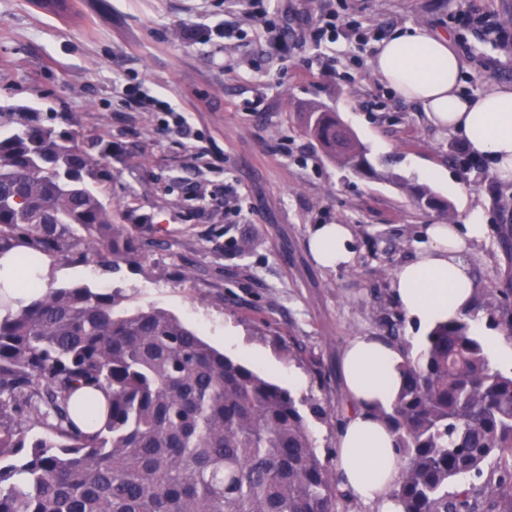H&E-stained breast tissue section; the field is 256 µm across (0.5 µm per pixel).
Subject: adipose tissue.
Returning a JSON list of instances; mask_svg holds the SVG:
<instances>
[{
  "label": "adipose tissue",
  "instance_id": "obj_1",
  "mask_svg": "<svg viewBox=\"0 0 512 512\" xmlns=\"http://www.w3.org/2000/svg\"><path fill=\"white\" fill-rule=\"evenodd\" d=\"M372 66L401 99L420 106L435 125L462 136L472 154L493 160L495 176L512 181V87L466 95L461 88L465 64L447 33L420 28L395 33L379 45ZM487 231L474 214L460 225L426 228L425 243L392 281L409 323L429 328L472 308L475 277L464 252ZM309 248L317 264L327 268L354 257L352 233L344 224L316 225ZM405 360L403 346L374 337L351 339L342 354L350 407L337 441L338 463L346 486L368 501L387 502L399 478L395 438L377 410L396 399Z\"/></svg>",
  "mask_w": 512,
  "mask_h": 512
}]
</instances>
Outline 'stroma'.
Wrapping results in <instances>:
<instances>
[{
	"mask_svg": "<svg viewBox=\"0 0 512 512\" xmlns=\"http://www.w3.org/2000/svg\"><path fill=\"white\" fill-rule=\"evenodd\" d=\"M506 39L466 24L468 0H272L288 48L271 49L244 0H75L61 15L34 0H0V105L66 116L71 130L106 131L110 179L98 189L121 224L160 225L140 265L54 259L48 282L109 288L122 306H157L296 399L330 404L309 417L320 456L336 458L348 407L339 364L356 336L407 334L392 291L430 224L478 213L486 238L466 258L476 291L512 297V182L490 163L449 162L459 136L399 99L371 67L380 43L420 26L456 39L478 96L512 86V0H477ZM340 12L358 44L333 55L304 35ZM235 31L224 39L222 27ZM139 85L167 112L120 105ZM318 106L337 113L367 149L374 176L328 159L300 127ZM183 119L192 130L175 127ZM428 186L450 215L414 207L403 183ZM318 224L349 225L351 265L322 267L309 249ZM249 236L247 255L230 237ZM301 383L292 387L289 375Z\"/></svg>",
	"mask_w": 512,
	"mask_h": 512,
	"instance_id": "1",
	"label": "stroma"
}]
</instances>
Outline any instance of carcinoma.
<instances>
[{"mask_svg": "<svg viewBox=\"0 0 512 512\" xmlns=\"http://www.w3.org/2000/svg\"><path fill=\"white\" fill-rule=\"evenodd\" d=\"M303 128L333 162L374 173L336 113L311 108ZM110 156L104 132L0 106V256L15 252L34 283L57 256L140 264L156 225L127 231L90 187ZM402 188L449 215L429 187ZM382 415L401 457L399 512H512V492L457 483L489 463L512 483V375L467 318L429 331ZM346 496L292 394L173 314L85 284L0 305V512H337Z\"/></svg>", "mask_w": 512, "mask_h": 512, "instance_id": "carcinoma-1", "label": "carcinoma"}]
</instances>
